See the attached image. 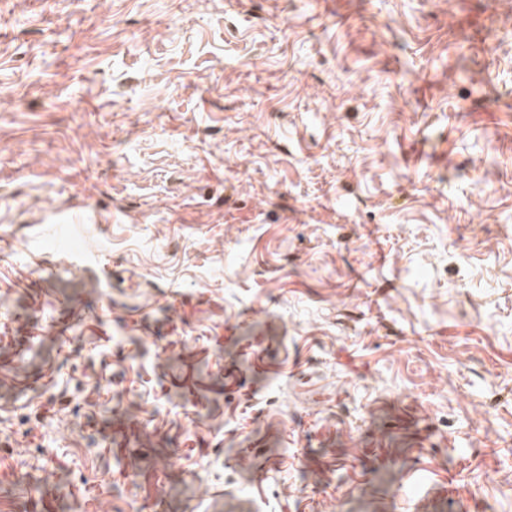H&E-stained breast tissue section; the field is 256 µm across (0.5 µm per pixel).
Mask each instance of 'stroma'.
I'll use <instances>...</instances> for the list:
<instances>
[{
  "label": "stroma",
  "mask_w": 512,
  "mask_h": 512,
  "mask_svg": "<svg viewBox=\"0 0 512 512\" xmlns=\"http://www.w3.org/2000/svg\"><path fill=\"white\" fill-rule=\"evenodd\" d=\"M240 503L512 512V0H0V512Z\"/></svg>",
  "instance_id": "1"
}]
</instances>
